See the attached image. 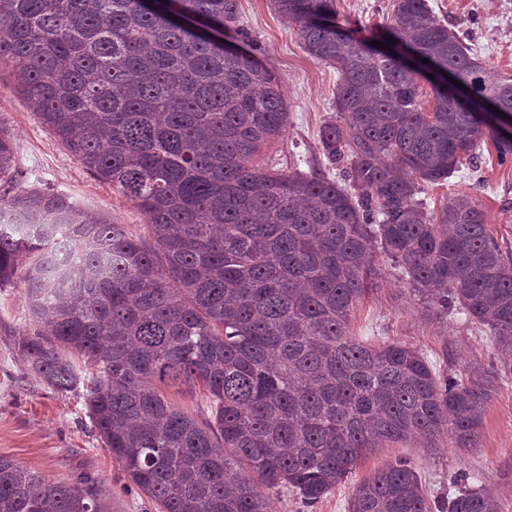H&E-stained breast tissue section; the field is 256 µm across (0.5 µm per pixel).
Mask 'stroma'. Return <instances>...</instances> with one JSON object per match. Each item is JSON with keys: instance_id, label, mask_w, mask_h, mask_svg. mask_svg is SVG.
<instances>
[{"instance_id": "stroma-1", "label": "stroma", "mask_w": 512, "mask_h": 512, "mask_svg": "<svg viewBox=\"0 0 512 512\" xmlns=\"http://www.w3.org/2000/svg\"><path fill=\"white\" fill-rule=\"evenodd\" d=\"M393 0H336L339 19L364 29L390 21ZM435 18L461 38L488 71L512 75V0H428ZM239 22L250 32L263 63L281 78L288 107L283 135L254 159L259 170L312 169L320 157L322 125L335 118L338 73L308 56L291 21L270 0H238ZM0 122L14 136L17 179L63 193L87 214L101 212L142 234L139 207L100 182L82 166L37 118L18 82L14 64L0 65ZM477 199L485 222L502 247L512 250V162L499 164L491 143H483L476 164H466L446 181L425 185L428 211H439L459 195ZM381 277L353 308L354 336L372 345L400 344L422 354L442 374L468 376L512 365V350L496 345L486 328L453 310L429 306L408 288L392 262L376 255ZM22 277L0 291V456L52 481L72 482L82 475L97 479L111 512H154L149 500L127 490L86 414L78 394H58L26 368L17 342L30 320ZM408 459L429 497L447 495L459 474L471 485L494 493L498 512H512V375L498 379L487 406L480 442L458 448L449 437L438 447L389 443L373 449L345 481L315 504L282 488L268 494V512H349L356 485L399 459Z\"/></svg>"}]
</instances>
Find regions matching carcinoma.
I'll return each mask as SVG.
<instances>
[{
    "label": "carcinoma",
    "instance_id": "carcinoma-1",
    "mask_svg": "<svg viewBox=\"0 0 512 512\" xmlns=\"http://www.w3.org/2000/svg\"><path fill=\"white\" fill-rule=\"evenodd\" d=\"M237 3L0 0V62L17 66L39 121L149 228L134 238L62 193L16 185L0 125V289L23 272L33 321L17 351L56 392H82L104 447L157 512H266L262 486L313 504L385 442L478 447L491 378H442L414 349L353 336L378 249L412 291L512 346V253L476 199L430 213L417 198L487 138L499 162L512 159V141L483 118L489 104L512 113V76H489L426 0H394L389 25L367 33L338 22L336 0H271L339 79L317 168L263 172L253 159L288 112L279 77L245 47ZM338 167L348 184L330 176ZM167 380L205 387L208 419L166 400ZM0 512L107 510L91 477L50 481L0 457ZM349 512L497 502L465 474L432 500L400 459L358 483Z\"/></svg>",
    "mask_w": 512,
    "mask_h": 512
}]
</instances>
